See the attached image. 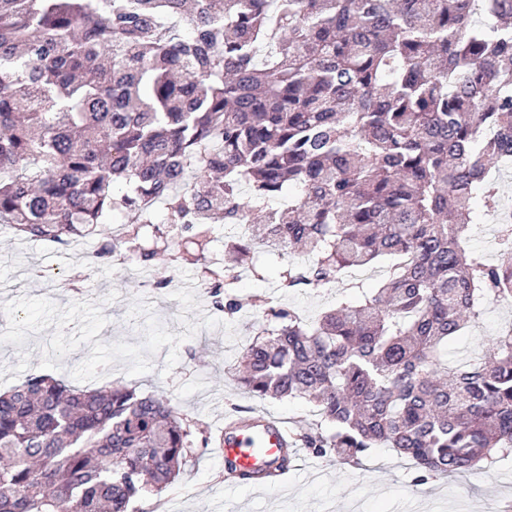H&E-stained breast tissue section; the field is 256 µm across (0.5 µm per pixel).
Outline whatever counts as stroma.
<instances>
[{"instance_id":"obj_1","label":"stroma","mask_w":512,"mask_h":512,"mask_svg":"<svg viewBox=\"0 0 512 512\" xmlns=\"http://www.w3.org/2000/svg\"><path fill=\"white\" fill-rule=\"evenodd\" d=\"M93 243L0 236V280L12 285L0 292V392L40 371L79 388L124 386L177 399L195 452L165 494L143 499L138 512H348L354 504L361 512H485L512 500L511 459L417 487L410 465L388 448L350 465L304 448L286 489L226 485L218 449L225 414L268 413L301 435L326 429L310 403L258 400L236 380L245 347L265 325L263 302L312 323L355 295L356 280L289 293L278 286L285 261L272 256L261 276L240 271L230 293L241 310L230 321L215 309L202 266L177 261L175 225L144 228L142 245L158 250L150 267L124 248L93 258Z\"/></svg>"}]
</instances>
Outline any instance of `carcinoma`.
Returning <instances> with one entry per match:
<instances>
[{
	"instance_id": "obj_1",
	"label": "carcinoma",
	"mask_w": 512,
	"mask_h": 512,
	"mask_svg": "<svg viewBox=\"0 0 512 512\" xmlns=\"http://www.w3.org/2000/svg\"><path fill=\"white\" fill-rule=\"evenodd\" d=\"M512 162V0H0V228L93 234L115 212L162 209L182 259L224 286L261 269L256 245L298 246L280 287L321 292L393 262L313 326L268 306L241 388L305 399L313 455L390 448L413 485L512 454V330L455 361L448 345L512 304V224L490 262L465 249L475 198ZM177 402L33 374L0 393V512H134L192 454Z\"/></svg>"
}]
</instances>
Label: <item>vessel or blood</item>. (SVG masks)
Instances as JSON below:
<instances>
[{
  "label": "vessel or blood",
  "mask_w": 512,
  "mask_h": 512,
  "mask_svg": "<svg viewBox=\"0 0 512 512\" xmlns=\"http://www.w3.org/2000/svg\"><path fill=\"white\" fill-rule=\"evenodd\" d=\"M221 445L225 473L253 484L270 474L287 475L286 454L296 442L285 422L254 412L225 419Z\"/></svg>",
  "instance_id": "obj_1"
}]
</instances>
